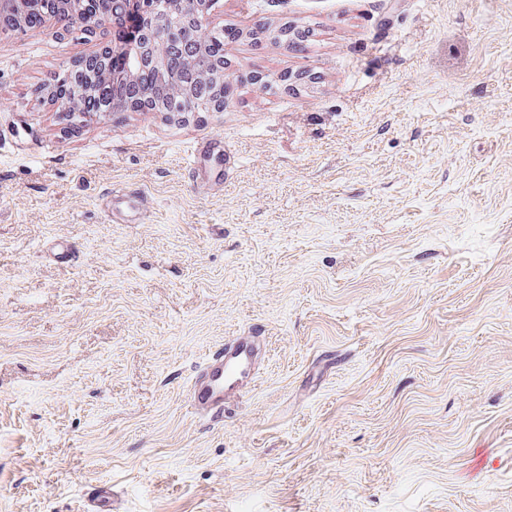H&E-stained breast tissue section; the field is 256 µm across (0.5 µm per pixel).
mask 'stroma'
Masks as SVG:
<instances>
[{
	"instance_id": "35a3bbf8",
	"label": "stroma",
	"mask_w": 512,
	"mask_h": 512,
	"mask_svg": "<svg viewBox=\"0 0 512 512\" xmlns=\"http://www.w3.org/2000/svg\"><path fill=\"white\" fill-rule=\"evenodd\" d=\"M210 24L220 112L60 113L96 39L0 37V512H512V0ZM258 336H240L227 342L224 353L205 362L190 389L194 405L218 416L224 412V397L236 394L251 374Z\"/></svg>"
}]
</instances>
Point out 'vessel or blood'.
<instances>
[{"label":"vessel or blood","instance_id":"obj_1","mask_svg":"<svg viewBox=\"0 0 512 512\" xmlns=\"http://www.w3.org/2000/svg\"><path fill=\"white\" fill-rule=\"evenodd\" d=\"M258 342V337L240 336L209 358L190 389L194 405L214 415L223 413L225 397L235 394L251 374Z\"/></svg>","mask_w":512,"mask_h":512}]
</instances>
